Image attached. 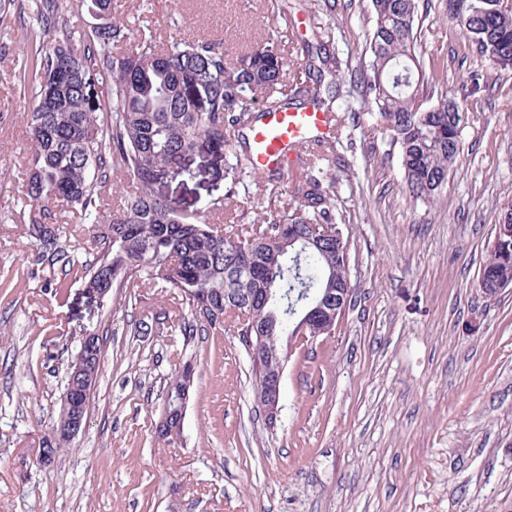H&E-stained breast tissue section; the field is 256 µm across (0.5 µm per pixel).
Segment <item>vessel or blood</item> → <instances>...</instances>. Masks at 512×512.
<instances>
[{"instance_id":"b4317fda","label":"vessel or blood","mask_w":512,"mask_h":512,"mask_svg":"<svg viewBox=\"0 0 512 512\" xmlns=\"http://www.w3.org/2000/svg\"><path fill=\"white\" fill-rule=\"evenodd\" d=\"M333 136L327 113L311 108L264 113L249 134L253 166L262 174L284 172L304 150L325 144Z\"/></svg>"}]
</instances>
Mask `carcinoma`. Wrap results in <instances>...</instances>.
Returning a JSON list of instances; mask_svg holds the SVG:
<instances>
[{"label":"carcinoma","instance_id":"obj_1","mask_svg":"<svg viewBox=\"0 0 512 512\" xmlns=\"http://www.w3.org/2000/svg\"><path fill=\"white\" fill-rule=\"evenodd\" d=\"M375 26L362 63V100L374 130L398 146L410 196L428 202L443 189L460 150L461 105L448 96L426 104L416 73L418 0H371ZM103 22L76 35L57 0H34L37 27L27 31L40 50L42 81L28 113L32 158L24 200L37 260L63 263L94 293L103 287L138 288V280L174 288L192 315L213 325L211 309L245 314L284 338L302 321L314 334L328 335L323 312L315 310L326 288H349L348 242L334 221L323 169L310 171L297 189V205L266 221L258 231L242 228L232 237L221 224H197L182 216L154 186L180 167L201 143L234 150L236 163L225 171L228 195L254 173L246 130L259 107L299 110L312 103L330 113L342 131L346 109L337 104L341 64L319 44L317 59L292 67L269 41L226 64L220 42L187 43L172 36L177 50L155 51L143 38L130 53L115 57L112 47L130 38L111 15V0H90ZM501 0H460L448 12L473 52L495 69H512V8ZM129 177L135 190L109 210L107 187ZM90 225L88 253L80 261L67 251L61 206ZM499 246L487 252L481 269L485 286L512 277V202L498 218ZM295 241L270 249L263 242L283 227Z\"/></svg>","mask_w":512,"mask_h":512}]
</instances>
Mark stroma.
Segmentation results:
<instances>
[{"mask_svg":"<svg viewBox=\"0 0 512 512\" xmlns=\"http://www.w3.org/2000/svg\"><path fill=\"white\" fill-rule=\"evenodd\" d=\"M446 0H420L425 87L462 104L460 155L431 203L406 193L399 153L369 115L347 119L317 164L349 244L355 300L334 331L287 361L281 413L267 425L234 315L184 335L176 290L116 288L98 299L64 266L39 264L20 217L35 48L16 11L0 13V512H512V288L479 277L501 207L512 200V71L472 51ZM133 32L171 47L223 41L228 65L272 40L285 58L335 25L343 93L375 24L370 0H113ZM486 92L469 95L473 83ZM227 151L187 156L159 193L190 221L224 196ZM306 164L245 177L233 207L262 224L296 204ZM103 362L85 426L50 462L67 368L84 332ZM194 369L183 429L158 438L166 386Z\"/></svg>","mask_w":512,"mask_h":512,"instance_id":"obj_1","label":"stroma"}]
</instances>
